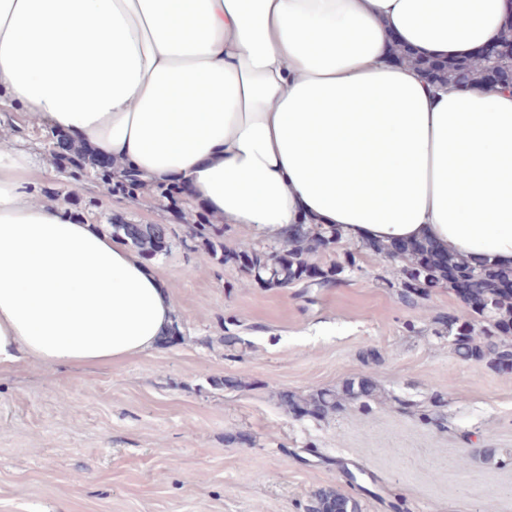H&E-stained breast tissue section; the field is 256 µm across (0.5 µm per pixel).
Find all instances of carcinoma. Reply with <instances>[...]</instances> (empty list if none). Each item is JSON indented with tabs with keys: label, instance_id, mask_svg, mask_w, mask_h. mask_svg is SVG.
I'll use <instances>...</instances> for the list:
<instances>
[{
	"label": "carcinoma",
	"instance_id": "carcinoma-1",
	"mask_svg": "<svg viewBox=\"0 0 512 512\" xmlns=\"http://www.w3.org/2000/svg\"><path fill=\"white\" fill-rule=\"evenodd\" d=\"M393 53L400 62L430 70L438 78L451 82L463 79L464 68L469 71L468 79L472 81L481 79L486 72L484 63L478 58L434 67L400 47L393 48ZM187 228L195 246L203 247L214 257L224 246V227L218 224H189ZM175 232L173 224L112 225V237L128 241L140 254L151 258L161 255L160 243L169 240ZM338 238L339 229L335 227L299 224L294 235L284 236L282 243L242 245L229 260L264 287L296 286L309 279L312 272L319 273L326 283L331 284L345 271L357 268L356 253L347 251L341 260L326 268L310 262L309 255L320 248H333ZM397 259L405 262L397 281L398 288L402 299L411 304L414 303L413 296L426 294L431 288L444 284L455 287V282L448 278L451 269L482 284V287L471 288L463 294L467 313L448 318V336L452 337L454 350L463 360L482 362L496 371H512V294L485 287L489 282L504 278V268L497 264L474 268L463 259L451 256L434 262L429 257V246L425 244L421 252H404ZM376 398V387L362 378L347 382L340 392L324 389L306 397L284 394L280 396V403L295 417L322 419L341 410L347 402L367 411ZM330 500L336 502L341 512H361L357 499L333 489L315 492L309 512H327L325 504Z\"/></svg>",
	"mask_w": 512,
	"mask_h": 512
}]
</instances>
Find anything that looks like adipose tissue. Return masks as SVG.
<instances>
[{
  "mask_svg": "<svg viewBox=\"0 0 512 512\" xmlns=\"http://www.w3.org/2000/svg\"><path fill=\"white\" fill-rule=\"evenodd\" d=\"M512 0H0V88L36 124L179 180L228 224L428 241L512 265V89L392 57L471 58ZM0 147V374L163 345L170 286L127 243L26 191Z\"/></svg>",
  "mask_w": 512,
  "mask_h": 512,
  "instance_id": "1",
  "label": "adipose tissue"
}]
</instances>
